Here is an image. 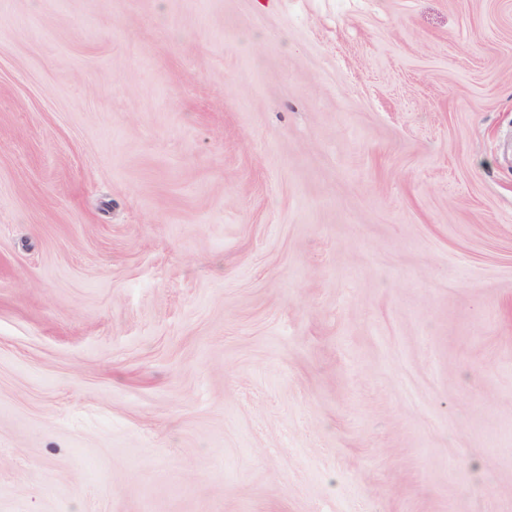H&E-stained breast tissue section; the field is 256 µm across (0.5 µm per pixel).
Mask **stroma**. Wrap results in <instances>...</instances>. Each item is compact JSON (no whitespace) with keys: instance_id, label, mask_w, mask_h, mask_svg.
<instances>
[{"instance_id":"stroma-1","label":"stroma","mask_w":512,"mask_h":512,"mask_svg":"<svg viewBox=\"0 0 512 512\" xmlns=\"http://www.w3.org/2000/svg\"><path fill=\"white\" fill-rule=\"evenodd\" d=\"M0 512H512V0H0Z\"/></svg>"}]
</instances>
